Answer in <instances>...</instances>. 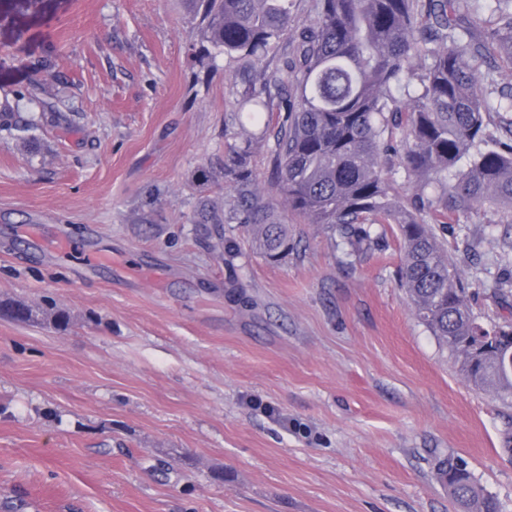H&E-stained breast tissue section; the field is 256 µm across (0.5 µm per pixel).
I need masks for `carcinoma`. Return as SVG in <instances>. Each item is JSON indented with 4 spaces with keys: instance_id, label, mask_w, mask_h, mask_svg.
<instances>
[{
    "instance_id": "carcinoma-1",
    "label": "carcinoma",
    "mask_w": 512,
    "mask_h": 512,
    "mask_svg": "<svg viewBox=\"0 0 512 512\" xmlns=\"http://www.w3.org/2000/svg\"><path fill=\"white\" fill-rule=\"evenodd\" d=\"M495 21L482 26L470 0H317L306 26L292 25V0H187L205 52L235 58L243 71L236 88L233 142L224 148V182L234 204L201 203L194 223L207 224L224 247V225H243L269 260L288 253V225L260 198L252 156L265 146L264 115L279 113L272 150L277 192L288 210L312 224L339 228L352 251L378 239L373 226L397 224L399 280L416 318L454 356L463 377L503 401L512 399V322L485 329L494 345L476 353L477 325L466 288L447 252L428 228L448 223V210L485 204L512 208V143L478 148L485 119L512 112V95L496 100L478 75L495 47L512 61V0H494ZM291 48L281 67L260 66L280 40ZM289 82L294 95H274ZM399 130V146L385 138ZM415 178L420 192L406 207L389 196L388 152ZM472 155L464 171L455 166ZM55 329L71 317L55 304L32 311ZM438 474L460 512H499L496 499L470 471L439 462Z\"/></svg>"
}]
</instances>
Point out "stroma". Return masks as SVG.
I'll return each instance as SVG.
<instances>
[{
  "instance_id": "stroma-1",
  "label": "stroma",
  "mask_w": 512,
  "mask_h": 512,
  "mask_svg": "<svg viewBox=\"0 0 512 512\" xmlns=\"http://www.w3.org/2000/svg\"><path fill=\"white\" fill-rule=\"evenodd\" d=\"M198 49L182 0H0V300L71 316L0 315V512H457L444 457L512 512V406L415 317L396 225L352 253L286 211L271 262L193 224L238 69ZM433 231L512 321V211ZM16 308L24 311V316L18 319L17 321L24 322L30 319L38 318L44 322L49 323L55 329L60 331H65L68 329L71 317L70 315L63 309L57 308L55 304H47L45 307H40L32 313V311L28 308V305L25 304H15Z\"/></svg>"
}]
</instances>
